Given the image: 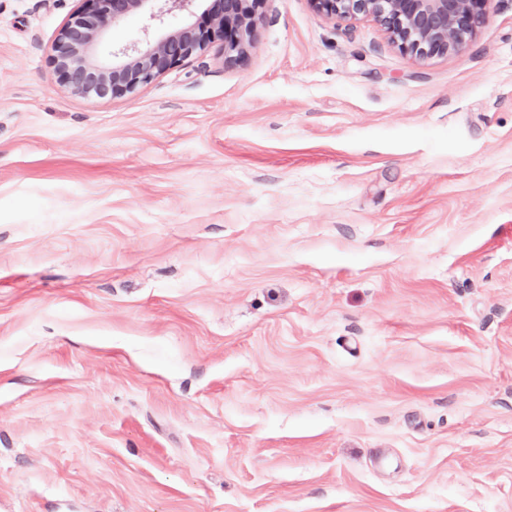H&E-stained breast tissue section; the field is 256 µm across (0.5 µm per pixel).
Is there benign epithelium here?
<instances>
[{"label":"benign epithelium","mask_w":512,"mask_h":512,"mask_svg":"<svg viewBox=\"0 0 512 512\" xmlns=\"http://www.w3.org/2000/svg\"><path fill=\"white\" fill-rule=\"evenodd\" d=\"M53 46L59 81L71 92L99 98L134 92L171 66L220 41L224 63L253 47L265 19L263 0H213L207 22L186 20L199 0H81ZM492 0H309L329 20H370L387 42L416 61L463 50L486 24ZM134 15L145 18L144 39L115 48L112 61L98 55L107 33ZM160 34L149 37L151 29Z\"/></svg>","instance_id":"7a95c632"}]
</instances>
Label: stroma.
<instances>
[{
    "label": "stroma",
    "instance_id": "35a3bbf8",
    "mask_svg": "<svg viewBox=\"0 0 512 512\" xmlns=\"http://www.w3.org/2000/svg\"><path fill=\"white\" fill-rule=\"evenodd\" d=\"M0 0V512H512V0L414 61L267 0L134 93Z\"/></svg>",
    "mask_w": 512,
    "mask_h": 512
}]
</instances>
